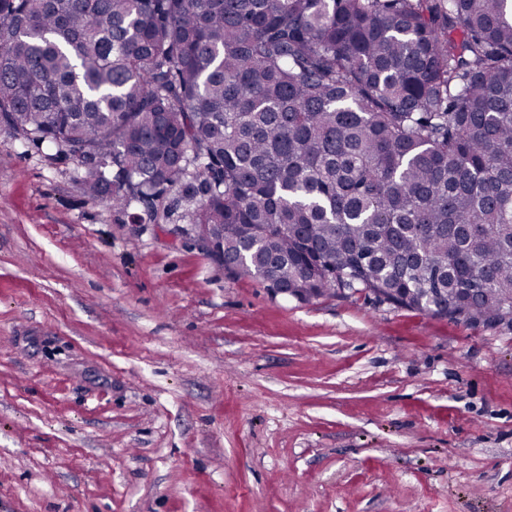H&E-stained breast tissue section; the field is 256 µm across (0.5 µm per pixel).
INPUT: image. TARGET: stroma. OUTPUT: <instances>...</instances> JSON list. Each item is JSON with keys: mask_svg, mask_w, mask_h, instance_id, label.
<instances>
[{"mask_svg": "<svg viewBox=\"0 0 512 512\" xmlns=\"http://www.w3.org/2000/svg\"><path fill=\"white\" fill-rule=\"evenodd\" d=\"M0 128V512H512V327L300 302Z\"/></svg>", "mask_w": 512, "mask_h": 512, "instance_id": "1", "label": "stroma"}]
</instances>
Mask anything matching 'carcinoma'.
I'll list each match as a JSON object with an SVG mask.
<instances>
[{"instance_id": "carcinoma-1", "label": "carcinoma", "mask_w": 512, "mask_h": 512, "mask_svg": "<svg viewBox=\"0 0 512 512\" xmlns=\"http://www.w3.org/2000/svg\"><path fill=\"white\" fill-rule=\"evenodd\" d=\"M0 126L293 298L512 326V0H0Z\"/></svg>"}]
</instances>
